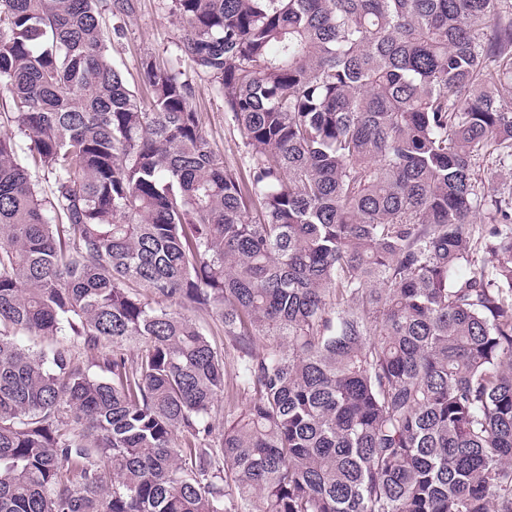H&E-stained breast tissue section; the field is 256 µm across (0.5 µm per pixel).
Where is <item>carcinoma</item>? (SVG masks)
<instances>
[{
	"instance_id": "cac0c4a2",
	"label": "carcinoma",
	"mask_w": 512,
	"mask_h": 512,
	"mask_svg": "<svg viewBox=\"0 0 512 512\" xmlns=\"http://www.w3.org/2000/svg\"><path fill=\"white\" fill-rule=\"evenodd\" d=\"M100 3L0 0V512H512V0H171L244 172ZM190 314L204 326L212 343L219 351L224 354L229 352L233 354L229 340L224 336V325L220 321L216 320L215 317H212L206 312L199 311ZM232 381H230L229 385V394H233L235 396L233 402H228L227 397H222L215 406L213 411V419L216 417V424L221 423L224 419V415L237 414L244 407L247 402L248 396L244 393H240L235 395L236 386L234 383V388L232 390Z\"/></svg>"
}]
</instances>
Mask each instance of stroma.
I'll return each instance as SVG.
<instances>
[{"label":"stroma","instance_id":"stroma-1","mask_svg":"<svg viewBox=\"0 0 512 512\" xmlns=\"http://www.w3.org/2000/svg\"><path fill=\"white\" fill-rule=\"evenodd\" d=\"M183 36V24L172 12L170 0H139L137 12L124 23L123 35L112 40V61L129 86L145 98L149 92L139 78L140 57L151 53L182 58L181 69L194 85L193 105L202 114L212 148L226 162L246 168L249 156L238 132L225 116L224 98L205 75L195 71L192 63L185 60Z\"/></svg>","mask_w":512,"mask_h":512}]
</instances>
